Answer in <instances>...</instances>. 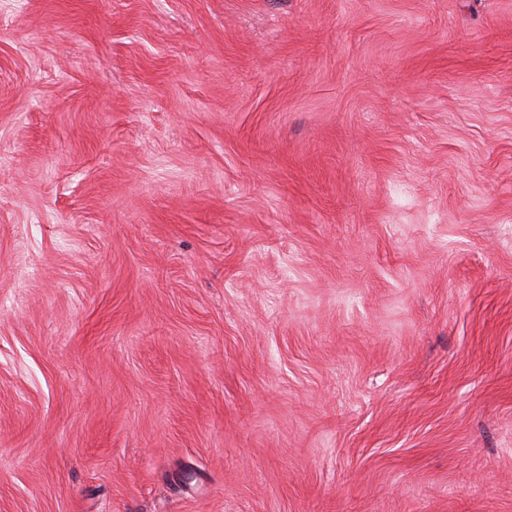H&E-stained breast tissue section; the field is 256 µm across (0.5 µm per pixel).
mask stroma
Instances as JSON below:
<instances>
[{"mask_svg":"<svg viewBox=\"0 0 512 512\" xmlns=\"http://www.w3.org/2000/svg\"><path fill=\"white\" fill-rule=\"evenodd\" d=\"M0 512H512V0H0Z\"/></svg>","mask_w":512,"mask_h":512,"instance_id":"35a3bbf8","label":"stroma"}]
</instances>
